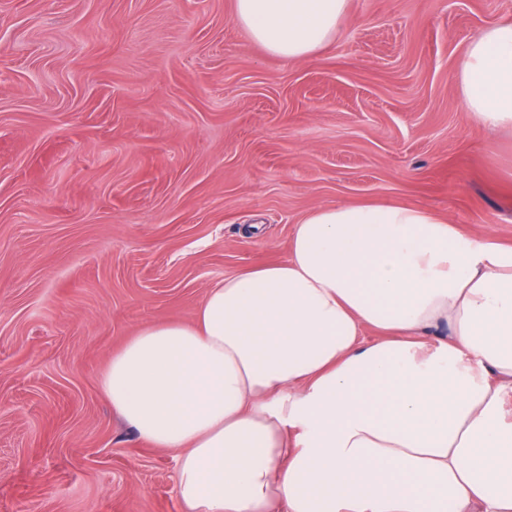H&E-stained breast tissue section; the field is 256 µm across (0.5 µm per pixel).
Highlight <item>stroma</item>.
Returning <instances> with one entry per match:
<instances>
[{
  "mask_svg": "<svg viewBox=\"0 0 512 512\" xmlns=\"http://www.w3.org/2000/svg\"><path fill=\"white\" fill-rule=\"evenodd\" d=\"M512 0H349L284 61L233 0H0V512H179L102 395L146 323L285 257L311 210L419 206L512 245V132L451 74Z\"/></svg>",
  "mask_w": 512,
  "mask_h": 512,
  "instance_id": "obj_1",
  "label": "stroma"
}]
</instances>
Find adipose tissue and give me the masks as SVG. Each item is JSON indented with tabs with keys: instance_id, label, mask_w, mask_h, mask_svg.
Here are the masks:
<instances>
[{
	"instance_id": "adipose-tissue-1",
	"label": "adipose tissue",
	"mask_w": 512,
	"mask_h": 512,
	"mask_svg": "<svg viewBox=\"0 0 512 512\" xmlns=\"http://www.w3.org/2000/svg\"><path fill=\"white\" fill-rule=\"evenodd\" d=\"M347 6L234 0V18L294 61ZM453 79L475 126L512 129V21ZM99 385L176 451L181 512H512V247L413 205L316 208L284 261L224 277L191 322L142 325Z\"/></svg>"
}]
</instances>
